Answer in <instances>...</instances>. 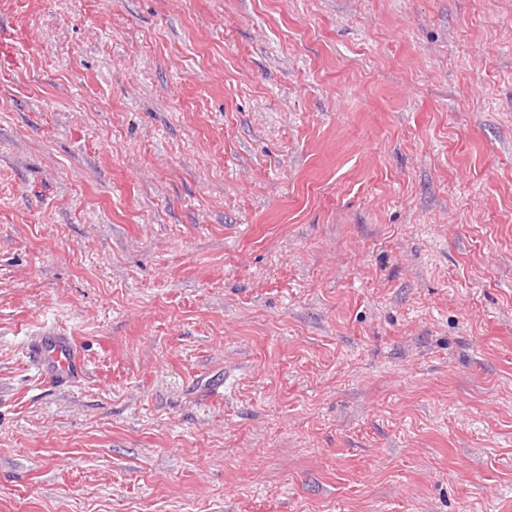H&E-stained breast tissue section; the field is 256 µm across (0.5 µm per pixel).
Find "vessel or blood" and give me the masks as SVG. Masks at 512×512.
<instances>
[{"label": "vessel or blood", "instance_id": "obj_1", "mask_svg": "<svg viewBox=\"0 0 512 512\" xmlns=\"http://www.w3.org/2000/svg\"><path fill=\"white\" fill-rule=\"evenodd\" d=\"M29 354L43 376L58 385L78 379L86 372L73 338L60 329L42 331Z\"/></svg>", "mask_w": 512, "mask_h": 512}]
</instances>
